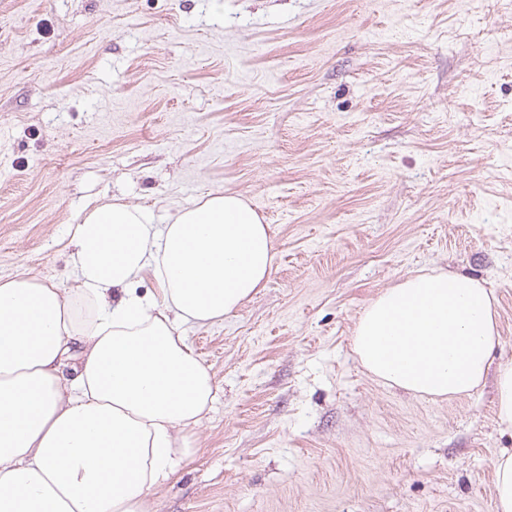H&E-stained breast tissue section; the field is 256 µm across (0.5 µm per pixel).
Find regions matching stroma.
Here are the masks:
<instances>
[{
	"instance_id": "1",
	"label": "stroma",
	"mask_w": 512,
	"mask_h": 512,
	"mask_svg": "<svg viewBox=\"0 0 512 512\" xmlns=\"http://www.w3.org/2000/svg\"><path fill=\"white\" fill-rule=\"evenodd\" d=\"M246 198L276 261L188 328L217 381L153 512H496L494 377L371 378L362 311L444 269L512 361V0H0V277L63 289L75 224Z\"/></svg>"
}]
</instances>
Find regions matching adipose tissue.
Listing matches in <instances>:
<instances>
[{
	"mask_svg": "<svg viewBox=\"0 0 512 512\" xmlns=\"http://www.w3.org/2000/svg\"><path fill=\"white\" fill-rule=\"evenodd\" d=\"M77 285L0 280V512H152L149 490L189 443L180 431L215 381L184 329L223 321L265 287L269 225L242 197L216 193L156 228L113 202L76 226ZM152 277L157 290L139 294ZM493 299L448 271L404 279L361 314L353 347L383 383L456 398L496 376L512 433V362L493 365Z\"/></svg>",
	"mask_w": 512,
	"mask_h": 512,
	"instance_id": "adipose-tissue-1",
	"label": "adipose tissue"
}]
</instances>
